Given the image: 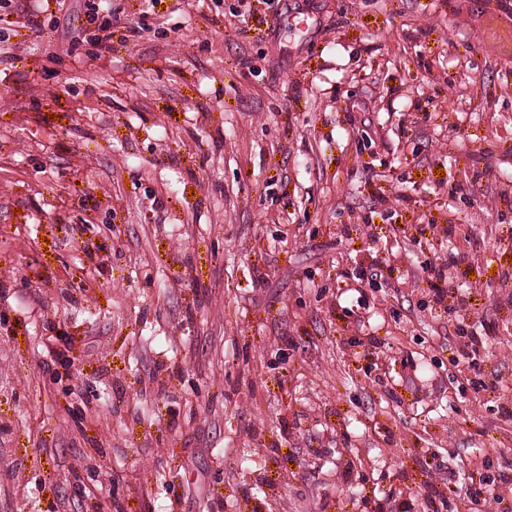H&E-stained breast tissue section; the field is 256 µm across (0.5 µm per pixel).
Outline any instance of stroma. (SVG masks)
Returning <instances> with one entry per match:
<instances>
[{"label": "stroma", "instance_id": "obj_1", "mask_svg": "<svg viewBox=\"0 0 512 512\" xmlns=\"http://www.w3.org/2000/svg\"><path fill=\"white\" fill-rule=\"evenodd\" d=\"M84 2L0 10V512H496L495 0ZM444 268V265L438 268L429 266L427 272H429L430 278L427 279V283L438 304L443 305L445 309L448 307L449 310L457 311L454 301L456 293L448 286V276L445 274ZM450 301L452 303L447 304Z\"/></svg>", "mask_w": 512, "mask_h": 512}]
</instances>
